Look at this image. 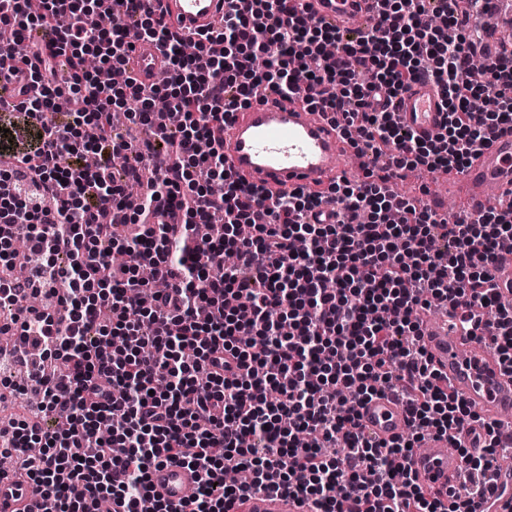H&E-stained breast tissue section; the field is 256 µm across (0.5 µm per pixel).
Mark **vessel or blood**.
Here are the masks:
<instances>
[{"mask_svg":"<svg viewBox=\"0 0 512 512\" xmlns=\"http://www.w3.org/2000/svg\"><path fill=\"white\" fill-rule=\"evenodd\" d=\"M312 4L317 17L340 29L374 17V0H298ZM155 8L181 35L198 36L224 14V0H157ZM167 67L152 42H136L125 69L143 86L152 85ZM399 124L418 137L438 134L445 121L442 96L425 79L411 81L397 98ZM355 153L330 119L310 111L303 101L284 99L258 89L252 105L236 112L224 129V161L246 183L268 191L296 189L327 193L343 176ZM450 190L462 206L456 218L468 219L490 207H512V135L494 139L473 161L448 175ZM495 288L505 309H512V262L497 267ZM452 314L424 317V342L435 369L447 377L452 390L485 421L512 419V375L505 374L494 351L483 340L453 329ZM357 423L374 436L389 440L408 431L402 407L389 395L373 397L358 409ZM424 487L447 495L466 485L469 468L449 449L448 439L431 435L411 461ZM488 493L474 496L477 512H504L512 501V454L498 457L486 476ZM153 493L173 512H190L198 492L196 472L179 463L152 469ZM46 502L31 481L0 479V512H45ZM230 512H311L310 503L283 489H258L235 498Z\"/></svg>","mask_w":512,"mask_h":512,"instance_id":"obj_1","label":"vessel or blood"}]
</instances>
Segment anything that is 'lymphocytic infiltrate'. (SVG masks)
Wrapping results in <instances>:
<instances>
[{"instance_id":"obj_1","label":"lymphocytic infiltrate","mask_w":512,"mask_h":512,"mask_svg":"<svg viewBox=\"0 0 512 512\" xmlns=\"http://www.w3.org/2000/svg\"><path fill=\"white\" fill-rule=\"evenodd\" d=\"M103 2L42 0L33 14L26 0H0V27L29 48L0 49L23 83L18 102L0 88V110L40 134L0 155V242L24 240L37 260L21 277L0 274V353L30 360L21 380L0 369V400L34 391L42 412L0 432L10 474L39 488L47 512H97L105 498L171 512L149 484L169 461L198 475L191 512H227L267 486L312 512H473L512 437L491 425L481 452L461 447L459 421L475 414L431 366L420 315L434 303L461 311L462 329H489L512 370V311L493 285L512 211L450 222L368 167L331 186L335 221L318 224L320 195L265 201L226 169L224 126L262 84L326 114L360 155L388 153L389 171L447 172L512 133V55L470 85L471 0H376L375 25L353 36L296 0H225L222 28L193 39L189 56L144 0ZM144 39L166 56L171 92L85 67L95 55L122 69ZM419 77L448 111L430 141L393 120ZM385 392L402 400L409 432L377 442L355 420ZM432 433L451 436L471 491L442 501L417 483L410 461ZM239 469L250 480L227 484Z\"/></svg>"}]
</instances>
